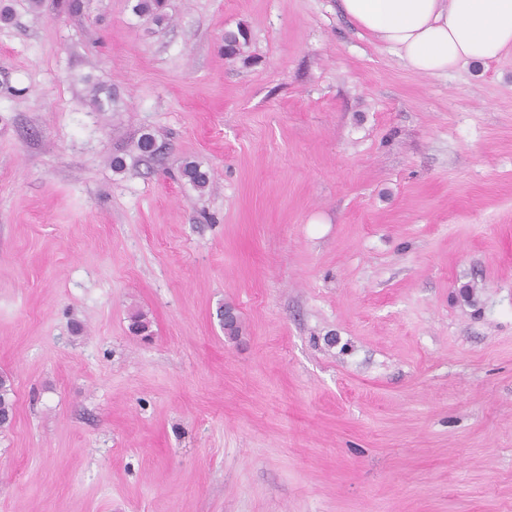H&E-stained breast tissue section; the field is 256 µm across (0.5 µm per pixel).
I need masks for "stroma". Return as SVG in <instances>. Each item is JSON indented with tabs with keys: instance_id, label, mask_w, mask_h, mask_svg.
<instances>
[{
	"instance_id": "stroma-1",
	"label": "stroma",
	"mask_w": 512,
	"mask_h": 512,
	"mask_svg": "<svg viewBox=\"0 0 512 512\" xmlns=\"http://www.w3.org/2000/svg\"><path fill=\"white\" fill-rule=\"evenodd\" d=\"M79 2L0 0V512H512V53ZM13 384L7 375L0 376V428L9 426L13 419L15 400Z\"/></svg>"
}]
</instances>
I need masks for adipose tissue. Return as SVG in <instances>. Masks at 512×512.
<instances>
[{"mask_svg": "<svg viewBox=\"0 0 512 512\" xmlns=\"http://www.w3.org/2000/svg\"><path fill=\"white\" fill-rule=\"evenodd\" d=\"M340 9L417 73L512 51V0H340Z\"/></svg>", "mask_w": 512, "mask_h": 512, "instance_id": "adipose-tissue-1", "label": "adipose tissue"}]
</instances>
